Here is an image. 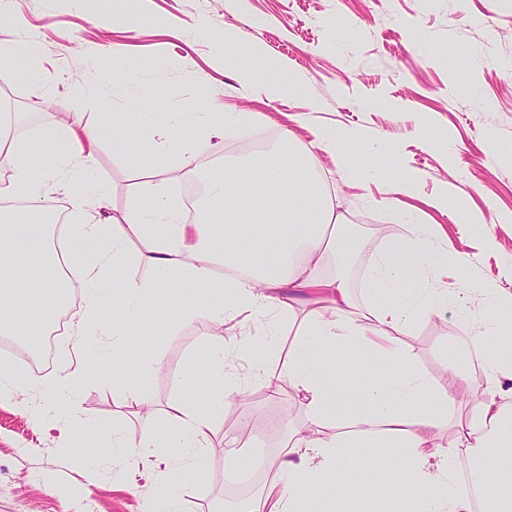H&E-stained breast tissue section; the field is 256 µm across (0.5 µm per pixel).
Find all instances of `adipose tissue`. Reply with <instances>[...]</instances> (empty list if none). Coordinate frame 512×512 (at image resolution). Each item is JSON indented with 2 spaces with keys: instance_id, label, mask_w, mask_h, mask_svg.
<instances>
[{
  "instance_id": "ef3b65f1",
  "label": "adipose tissue",
  "mask_w": 512,
  "mask_h": 512,
  "mask_svg": "<svg viewBox=\"0 0 512 512\" xmlns=\"http://www.w3.org/2000/svg\"><path fill=\"white\" fill-rule=\"evenodd\" d=\"M152 118L136 109L103 117L93 126L49 124L29 141L0 136V335H40L51 305L63 300L67 288L82 292L79 310L70 313L76 356L46 380L48 398L69 402L71 420H82L75 392L99 360L83 341L94 316L111 309L113 335L127 336L140 305L151 301L184 324L207 317L214 329L207 363L211 409L185 394L167 413L172 421L168 442L180 449L185 464L211 448L216 408L247 394L236 382L234 352L253 354L252 382L274 393L290 387L299 399L304 422L289 433L269 486L250 498L243 512H310L312 502L336 499L340 484L334 476L350 468V448L383 449L380 462L388 466L393 487L414 492L419 512H474L471 497L449 489L446 477L453 461L473 449L512 447V351L503 352L495 343L512 326V292L484 281L475 285L477 293L490 297L492 311L481 318L478 331L461 337L459 354L481 362L488 393L459 420L448 447H441L433 428L467 378L452 369L435 388L417 371L397 343L413 325L397 296L406 292L436 304V296L421 287L425 271L439 272L452 258L466 260L444 228L407 225L401 237L371 256L370 300L361 308L348 278L316 275L334 254L327 240L334 200L316 178L313 154L299 152L294 137L268 151L261 164L243 160L231 165L230 178L208 181L202 210L208 213L213 204L223 203L233 218L229 224L186 223L171 195L170 172L141 185V204L118 218L108 212L106 190L71 191L66 168L88 166L106 139L116 152L128 153L124 128ZM362 137L358 130H326L318 134L317 146L335 158L341 173L360 171L369 177L372 169H360L345 150L349 141ZM43 143L56 147L61 165H43L38 151ZM53 190L63 194L70 211L87 217L68 228L65 252L76 276L67 282L48 251L45 215L17 220L18 201H44ZM272 206L278 209L276 219L255 230L258 209ZM133 240L141 244L135 253L129 250ZM244 254L251 258L246 274L214 276L215 265L232 271ZM132 262L146 268L148 277L128 278ZM104 282L111 283V293L101 290ZM307 288L321 289L322 296L278 371L267 370L249 340L225 346L227 320L246 312L294 314ZM348 359L359 366L365 400L364 412L351 417L336 397V365ZM330 424L337 427L331 435L325 432Z\"/></svg>"
}]
</instances>
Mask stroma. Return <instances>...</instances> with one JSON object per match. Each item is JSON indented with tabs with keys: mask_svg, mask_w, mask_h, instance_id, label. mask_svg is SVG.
I'll list each match as a JSON object with an SVG mask.
<instances>
[{
	"mask_svg": "<svg viewBox=\"0 0 512 512\" xmlns=\"http://www.w3.org/2000/svg\"><path fill=\"white\" fill-rule=\"evenodd\" d=\"M113 0H10L0 21V40L33 43L42 59L38 74L29 60L0 77V100L15 99L27 123L14 137L32 138L55 122L93 123L100 113L121 115L138 104L157 113H249L257 121L224 136L189 127L178 143L196 142L187 173L194 179L214 172V161L242 160L246 140L261 136L274 145L292 131L312 151L320 177L335 189L345 223L366 225L350 270L357 304L369 300L366 259L400 236L408 224H443L450 238H463L467 265L449 262L437 281L448 300L434 308L414 305V326L398 343L433 383H441V362L489 304L473 292L475 279L512 273V223L497 213L512 211V0H146L124 25L111 23ZM237 34L236 50L259 41L262 83L239 88L220 59L224 32ZM427 38L416 46L415 32ZM281 85L276 98L265 86ZM354 127L372 136L377 152L363 143L346 146L362 165L376 168L370 180L343 178L319 151L315 133ZM438 135L427 144L423 130ZM162 130L135 129L130 147L149 163L113 151L102 142L78 178L79 186H106L110 212L121 215L144 181L167 169L155 155ZM419 175L415 194L393 197L391 187L405 170ZM461 197L480 224L458 223L454 212L434 205L441 192ZM396 198V208L386 199ZM300 319L264 313L241 326L244 334L267 339L260 352L278 369ZM212 327L201 318L188 325L165 319L144 337L146 352L132 370L153 413L145 415L112 391V339L90 337L101 352L93 375L79 387L85 414L64 430L46 429L40 419H62L67 404L21 390L30 402L0 401V512H144L164 488H172L182 512H215L227 493L226 472L237 468V450L271 464L284 450L289 429L303 414L291 389L277 396L254 388L250 400L218 410L213 446L191 475L177 478L172 464L180 451L168 447L158 420L168 404L191 393L209 406L211 385L199 368L208 353ZM156 358L160 367L143 364ZM133 442L152 441L136 467L113 458L106 431Z\"/></svg>",
	"mask_w": 512,
	"mask_h": 512,
	"instance_id": "1",
	"label": "stroma"
}]
</instances>
